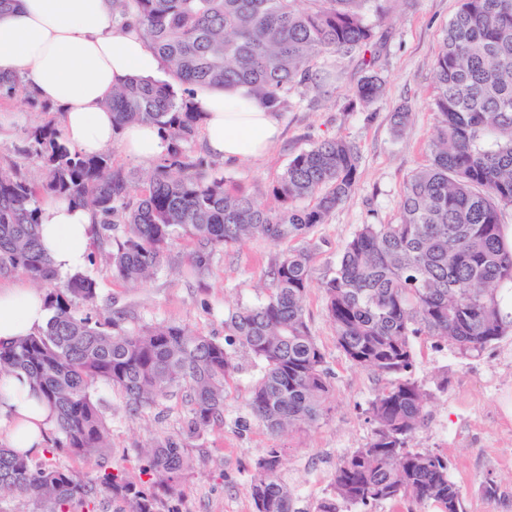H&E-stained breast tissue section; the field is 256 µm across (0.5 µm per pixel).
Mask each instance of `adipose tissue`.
I'll list each match as a JSON object with an SVG mask.
<instances>
[{
  "mask_svg": "<svg viewBox=\"0 0 512 512\" xmlns=\"http://www.w3.org/2000/svg\"><path fill=\"white\" fill-rule=\"evenodd\" d=\"M161 62L136 32L112 23V0H15L0 15V73L25 74L37 99L58 106L68 144L87 155L119 147L130 159L151 161L166 142L150 124L116 130L103 101L127 78L155 79ZM205 114V148L221 160L259 157L280 136L275 113L248 87L238 86L198 99ZM39 234L59 273L86 263L92 213L59 198L40 204ZM50 310L42 291L0 287V345H11L46 325ZM56 416L27 375L0 374V437L10 448L31 453L46 446Z\"/></svg>",
  "mask_w": 512,
  "mask_h": 512,
  "instance_id": "1",
  "label": "adipose tissue"
}]
</instances>
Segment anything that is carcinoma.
Masks as SVG:
<instances>
[{"label": "carcinoma", "mask_w": 512, "mask_h": 512, "mask_svg": "<svg viewBox=\"0 0 512 512\" xmlns=\"http://www.w3.org/2000/svg\"><path fill=\"white\" fill-rule=\"evenodd\" d=\"M387 2L113 0L118 27L147 41L168 79H126L105 106L116 127H159L166 152L140 188L108 156H83L54 124L39 126L24 149L39 160L34 173L0 162V271L58 280L39 244L46 194L91 210L105 243L124 225L107 258L112 274L129 282L163 264L179 230L195 241L191 264L199 272L217 249L248 238L305 240L354 193V145L325 138L293 156L265 194L252 193L224 178L208 156L186 153L202 120L194 95L244 85L278 112L292 90L315 80L314 60L369 50V17L383 16ZM460 2L433 62L438 132L429 163L408 178L398 219L362 225L332 277L314 282L308 243L279 255L266 297L228 312L222 343L174 323L126 330L100 315L97 283L82 272L49 291L52 316L33 335L0 346V373H26L56 411V453L90 459L105 452L107 422L91 394L97 382L119 391L134 414L176 397L182 435H203L224 417L240 351L261 369L249 402L260 424L271 433L315 424L331 390L325 354L305 317L315 285L338 348L384 380L367 409L370 440L341 459L333 495L317 512L366 510L408 496L440 512H465L448 459L411 445L428 403L413 377L412 337L433 336L471 355L512 334V248L501 222L502 209L512 207V0ZM382 88L372 72L355 95L371 104ZM146 458L149 481L138 484L119 472L93 480L61 464L35 467L27 454L1 447L0 504L24 498L33 512H74L100 485L127 505L124 512H160L159 492L174 496L191 462L172 435L157 438ZM280 461L281 449L267 448L256 463L255 512H292Z\"/></svg>", "instance_id": "obj_1"}]
</instances>
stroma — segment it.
<instances>
[{
	"instance_id": "35a3bbf8",
	"label": "stroma",
	"mask_w": 512,
	"mask_h": 512,
	"mask_svg": "<svg viewBox=\"0 0 512 512\" xmlns=\"http://www.w3.org/2000/svg\"><path fill=\"white\" fill-rule=\"evenodd\" d=\"M458 7V0H393L387 16L375 25L376 65H368L358 54L339 63L319 61L318 88L293 90L287 105L278 111L282 135L274 148L262 157L219 163L225 177L263 191L294 154L317 141L342 136L356 146L359 179L354 194L311 234L315 280L332 275L346 243L361 225L396 220L406 180L426 164L427 147L436 130L430 108L432 65L443 30ZM372 69L383 77L384 91L365 105L354 98L353 91ZM401 105L408 106L409 118L398 136L392 131L391 116ZM0 109L12 117L9 125L0 127V160L16 162L26 172L35 169V158L21 153L27 133L49 119H60L59 110L43 112L41 104L27 102L20 91L0 95ZM291 247L288 240L249 238L217 251L208 269L198 272L190 261L195 243L179 233L155 275L130 283L113 276L103 257L105 246L95 235L84 272L97 283L101 313L120 314L126 329L175 322L220 342L225 314L265 298L273 260ZM305 313L330 372L327 415L307 428L268 433L248 408L259 367L250 357L238 355L223 422L184 442L192 468L176 493L180 512H255L251 477L257 459L268 448L282 451L279 477L292 495L293 512H315L331 492L339 461L367 443L371 433L367 408L382 380L351 365L339 350L319 288L308 292ZM412 346L414 375L430 395L414 447L447 457L466 512H512V418L507 415L512 408V336L471 356L430 336L413 337ZM91 393L101 403L109 427L105 466L121 470L130 481H143L144 462L137 451L161 435L180 434L179 400L164 401L133 416L123 396L111 386L95 383ZM31 459L38 465L56 460L92 479L105 467L93 460L55 457L44 449L32 453ZM487 477L498 485V496L492 501L479 490L480 481Z\"/></svg>"
}]
</instances>
